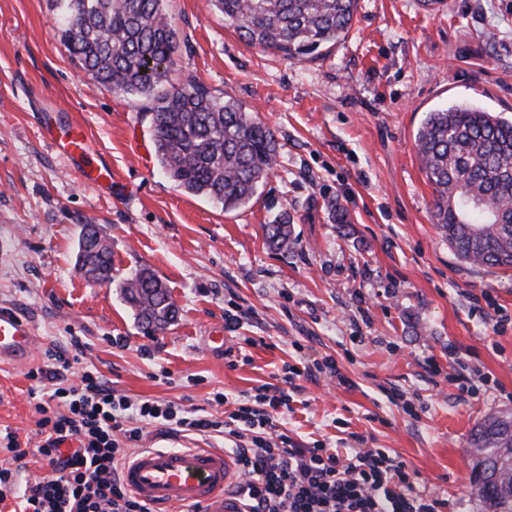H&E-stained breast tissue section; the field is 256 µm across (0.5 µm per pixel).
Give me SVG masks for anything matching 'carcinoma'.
<instances>
[{
  "label": "carcinoma",
  "instance_id": "carcinoma-1",
  "mask_svg": "<svg viewBox=\"0 0 512 512\" xmlns=\"http://www.w3.org/2000/svg\"><path fill=\"white\" fill-rule=\"evenodd\" d=\"M63 38L82 70L107 91L154 102L152 140L159 169L185 191L232 212L247 206L273 173L274 131L233 98L200 81L168 89L180 33L165 0H58ZM359 0H210L245 41L302 61L346 36ZM417 155L434 189L432 220L457 256L484 267H512V119L469 103L426 113ZM266 247L296 243L288 214L263 226ZM79 261L91 281L112 280V248L100 231L81 233ZM121 295L146 335L177 317L166 284L141 268ZM512 414L489 417L470 436L472 483L487 512H512V471L504 466Z\"/></svg>",
  "mask_w": 512,
  "mask_h": 512
}]
</instances>
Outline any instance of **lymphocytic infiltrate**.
<instances>
[{
	"label": "lymphocytic infiltrate",
	"instance_id": "1",
	"mask_svg": "<svg viewBox=\"0 0 512 512\" xmlns=\"http://www.w3.org/2000/svg\"><path fill=\"white\" fill-rule=\"evenodd\" d=\"M82 351L78 342L69 352L49 350L46 365L33 371L42 384L33 405L37 453L48 470L21 486L15 471L0 467V505L13 498L18 512H150L118 470L147 426L158 424L185 437L223 438L236 460L245 512H447V500L417 490L406 465L387 449L342 453L277 432L274 413L291 407L287 384L316 371L336 372L334 358L286 366L283 386L256 387L213 418L169 400L131 398L88 368L69 381Z\"/></svg>",
	"mask_w": 512,
	"mask_h": 512
}]
</instances>
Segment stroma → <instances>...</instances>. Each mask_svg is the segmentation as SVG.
I'll return each mask as SVG.
<instances>
[{
    "mask_svg": "<svg viewBox=\"0 0 512 512\" xmlns=\"http://www.w3.org/2000/svg\"><path fill=\"white\" fill-rule=\"evenodd\" d=\"M183 43L170 82L197 80L269 125L281 145L245 209L184 192L158 168L151 100L104 90L61 39L56 0H0V306L27 315L36 347L0 368V429L33 434L30 371L46 352L85 347L82 366L134 398L223 416L214 400L281 385L283 367L335 358L295 378L275 415L299 443L389 449L450 512H483L470 434L512 410V268L461 261L431 218L433 188L414 144L426 112L466 100L512 115V0H360L349 35L302 62L248 44L207 0H167ZM81 125L111 177L81 182L38 130L43 113ZM346 209L339 228L331 205ZM289 214L296 245L277 254L264 224ZM112 246V280L75 268L81 225ZM151 268L176 322L143 335L119 285ZM237 328H226L225 313ZM240 337L248 363L230 365ZM466 367H451L449 347ZM489 376L462 393L467 368Z\"/></svg>",
    "mask_w": 512,
    "mask_h": 512,
    "instance_id": "1",
    "label": "stroma"
}]
</instances>
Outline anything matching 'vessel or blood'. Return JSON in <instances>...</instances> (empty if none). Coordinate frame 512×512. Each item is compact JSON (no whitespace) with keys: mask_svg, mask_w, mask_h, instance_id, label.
Here are the masks:
<instances>
[{"mask_svg":"<svg viewBox=\"0 0 512 512\" xmlns=\"http://www.w3.org/2000/svg\"><path fill=\"white\" fill-rule=\"evenodd\" d=\"M44 138L56 142L79 177L97 181L104 170L93 158L90 140L77 125L60 130L53 115L41 124ZM34 328L23 315L0 308V363L23 365L32 355ZM125 487L153 512L171 507L206 505L209 512H241L242 505L231 488L238 483L230 454L214 448H141L120 468Z\"/></svg>","mask_w":512,"mask_h":512,"instance_id":"1","label":"vessel or blood"}]
</instances>
